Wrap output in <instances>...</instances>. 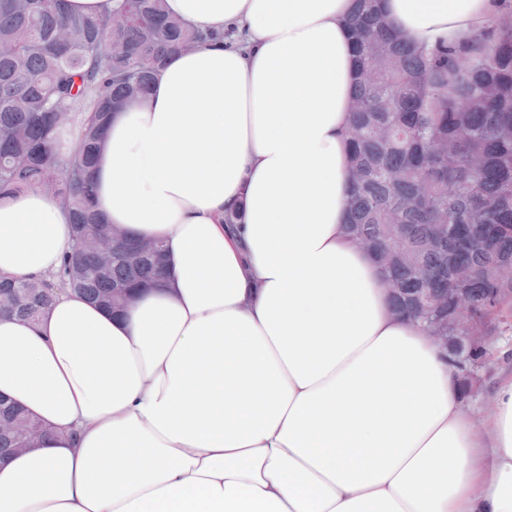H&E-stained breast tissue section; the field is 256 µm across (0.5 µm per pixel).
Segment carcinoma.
<instances>
[{
	"label": "carcinoma",
	"instance_id": "carcinoma-1",
	"mask_svg": "<svg viewBox=\"0 0 512 512\" xmlns=\"http://www.w3.org/2000/svg\"><path fill=\"white\" fill-rule=\"evenodd\" d=\"M379 2L358 0L350 20L359 90L345 229L377 257L393 311L446 336L448 289H470L486 322L512 298V0L484 29L421 50L394 34ZM228 38L188 27L165 0H115L94 16L66 0H0V194L40 188L73 213L60 280L0 276V316L35 321L68 286L120 311L164 276L159 243L135 261L146 240L112 242L94 211L95 158L111 110L145 96L172 54ZM68 126L78 150L64 157L56 138ZM445 353L468 392L482 341L455 339ZM24 424L45 431L0 400V454L20 446Z\"/></svg>",
	"mask_w": 512,
	"mask_h": 512
}]
</instances>
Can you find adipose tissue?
<instances>
[{
  "instance_id": "ef3b65f1",
  "label": "adipose tissue",
  "mask_w": 512,
  "mask_h": 512,
  "mask_svg": "<svg viewBox=\"0 0 512 512\" xmlns=\"http://www.w3.org/2000/svg\"><path fill=\"white\" fill-rule=\"evenodd\" d=\"M499 7L382 0L421 49ZM355 8L166 0L244 45L171 56L99 152L96 207L160 242L163 282L119 315L65 290L0 318V395L51 430L0 459V512H512V372L464 411L345 231ZM71 243L59 197L0 196V273L55 280Z\"/></svg>"
}]
</instances>
